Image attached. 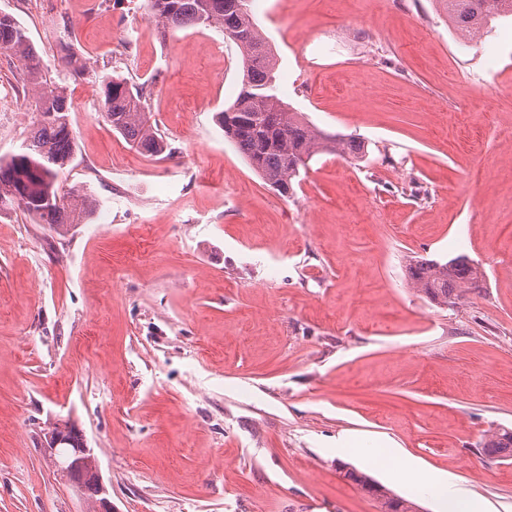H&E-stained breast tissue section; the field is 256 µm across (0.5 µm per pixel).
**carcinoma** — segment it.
I'll use <instances>...</instances> for the list:
<instances>
[{
    "mask_svg": "<svg viewBox=\"0 0 512 512\" xmlns=\"http://www.w3.org/2000/svg\"><path fill=\"white\" fill-rule=\"evenodd\" d=\"M150 15L172 34L193 27H214L239 48L243 83L237 98L217 114V122L251 168L280 195L294 193V181L320 154L362 159L367 147L359 137L327 133L306 121L280 95L275 55L251 9V0H147ZM448 13L457 26H489L512 17V0H448ZM0 49L11 52L31 87L34 120L24 151L0 158V210L19 209L60 233L83 224L95 211L96 199L83 190H59L60 177L70 161L74 137L69 120L71 103L66 88L44 70L26 31L9 15H0ZM143 92L119 77L103 80L101 111L112 128L141 153L162 155L168 145L158 136L145 112ZM411 279L430 301L455 307L466 292L478 286L476 268L462 256L446 262L418 260L410 266ZM84 435L72 423H54L46 436L49 448L72 462ZM482 452L501 460L512 459V429L497 428L484 435ZM69 480L95 502H100L94 478Z\"/></svg>",
    "mask_w": 512,
    "mask_h": 512,
    "instance_id": "cac0c4a2",
    "label": "carcinoma"
}]
</instances>
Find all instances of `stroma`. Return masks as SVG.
<instances>
[{
    "mask_svg": "<svg viewBox=\"0 0 512 512\" xmlns=\"http://www.w3.org/2000/svg\"><path fill=\"white\" fill-rule=\"evenodd\" d=\"M260 2L284 100L369 146L316 156L289 198L216 121L242 79L223 32L165 33L146 0H0L68 88L63 186L97 200L60 234L0 211V512H87L43 446L59 419L113 512H378L341 462L436 512L336 454L346 432L512 512V459L480 449L512 428V20L471 38L445 0ZM107 75L144 91L163 155L104 120ZM30 96L0 49V157ZM459 255L478 288L431 304L410 264Z\"/></svg>",
    "mask_w": 512,
    "mask_h": 512,
    "instance_id": "obj_1",
    "label": "stroma"
}]
</instances>
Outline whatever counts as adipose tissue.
<instances>
[{
    "label": "adipose tissue",
    "instance_id": "adipose-tissue-1",
    "mask_svg": "<svg viewBox=\"0 0 512 512\" xmlns=\"http://www.w3.org/2000/svg\"><path fill=\"white\" fill-rule=\"evenodd\" d=\"M389 475L428 494L437 503V512H487L486 503L470 489L465 478L428 475L410 463L390 468Z\"/></svg>",
    "mask_w": 512,
    "mask_h": 512
}]
</instances>
